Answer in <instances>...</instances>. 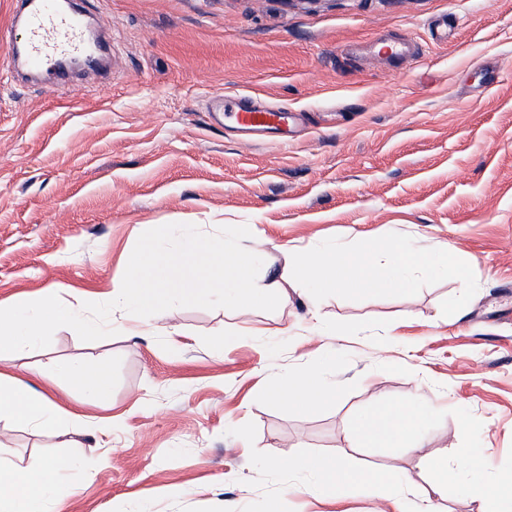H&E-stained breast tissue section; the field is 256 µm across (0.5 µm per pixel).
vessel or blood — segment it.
<instances>
[{"label":"vessel or blood","instance_id":"vessel-or-blood-1","mask_svg":"<svg viewBox=\"0 0 512 512\" xmlns=\"http://www.w3.org/2000/svg\"><path fill=\"white\" fill-rule=\"evenodd\" d=\"M5 45L16 74L47 88L68 79L72 61H82L89 71L103 63L101 48L88 38L78 0H15ZM210 109L247 134L275 132L285 137L290 132L289 111L283 107L218 97L211 100Z\"/></svg>","mask_w":512,"mask_h":512}]
</instances>
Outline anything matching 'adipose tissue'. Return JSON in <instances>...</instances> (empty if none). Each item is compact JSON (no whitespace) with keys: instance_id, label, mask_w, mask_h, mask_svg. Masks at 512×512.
Segmentation results:
<instances>
[{"instance_id":"adipose-tissue-1","label":"adipose tissue","mask_w":512,"mask_h":512,"mask_svg":"<svg viewBox=\"0 0 512 512\" xmlns=\"http://www.w3.org/2000/svg\"><path fill=\"white\" fill-rule=\"evenodd\" d=\"M37 376L40 383L32 386L18 376L0 373V422L63 435L76 431L84 416L52 399L50 388L59 383L81 390L97 404L110 400L109 369L104 363L88 366L52 359ZM268 392L274 399L289 402L301 410L314 408L334 397L333 389L315 370L272 382ZM422 419V410L408 403L377 407L355 419L352 436L363 447L404 446L417 441ZM290 466L307 472L315 487L333 498L352 492L386 493L390 512H438L437 500L451 478L446 459L426 458L425 467L433 473L435 482L430 493L408 510L393 493L395 485L402 480L401 475L358 468L338 458L318 456L297 458ZM74 468L70 461H49L36 471L0 463V512H45L48 501L67 491Z\"/></svg>"}]
</instances>
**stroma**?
<instances>
[{
	"instance_id": "stroma-1",
	"label": "stroma",
	"mask_w": 512,
	"mask_h": 512,
	"mask_svg": "<svg viewBox=\"0 0 512 512\" xmlns=\"http://www.w3.org/2000/svg\"><path fill=\"white\" fill-rule=\"evenodd\" d=\"M87 3L109 26L106 78L23 86L0 44L1 302L106 291L139 236L173 223L272 240L266 288L287 266L282 246L399 233L455 244L478 289L450 316L455 278L361 301L292 290L239 316L179 307L148 336L57 329L0 371L107 363L109 404L55 398L119 422L65 436L0 423V461H85L47 512H383L380 495L333 501L268 464L302 455L398 472L409 501L433 481L422 455L447 457L456 480L441 512H478L461 491L467 462L489 495L512 494V0ZM440 16L445 45L428 30ZM405 39L419 60L379 54ZM233 92L300 112L294 141L247 143L212 117L207 100ZM310 367L335 401L301 411L268 396L271 380ZM393 402L424 409L419 447H356L355 416Z\"/></svg>"
}]
</instances>
